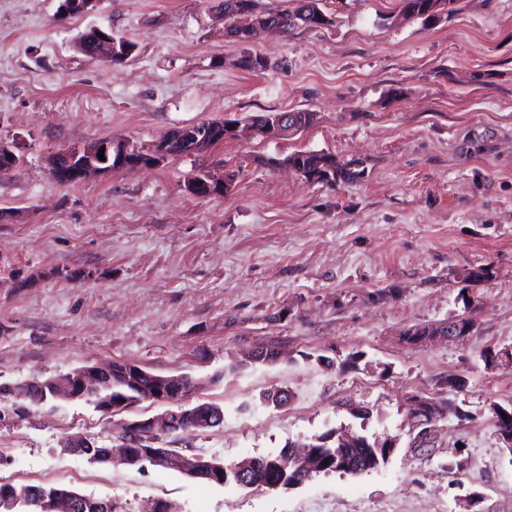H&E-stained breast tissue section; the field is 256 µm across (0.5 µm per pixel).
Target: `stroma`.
Segmentation results:
<instances>
[{
  "instance_id": "1",
  "label": "stroma",
  "mask_w": 512,
  "mask_h": 512,
  "mask_svg": "<svg viewBox=\"0 0 512 512\" xmlns=\"http://www.w3.org/2000/svg\"><path fill=\"white\" fill-rule=\"evenodd\" d=\"M219 0H101L55 21L58 0H0V141L20 160L0 175V385L85 365L132 363L202 381L190 403L217 427L157 446L230 463L278 454L346 428L397 447L361 475L320 474L269 490L192 480L175 469L93 464L63 446L80 434L121 444L126 423L83 401L15 403L0 419V483L60 486L123 512L156 500L182 512H512V453L492 404L512 406V0H460L433 23L399 0H323L326 25L254 44L269 66L239 68ZM133 41L121 65L74 42L91 27ZM307 110L297 135L250 133L157 167L60 186L58 149L121 139L150 149L170 130ZM328 153L363 175L307 181L283 160ZM231 178L195 197L187 181ZM476 267L489 271L474 284ZM462 317L469 335L406 344L404 332ZM271 347V365L245 351ZM464 379L453 390L448 378ZM288 389L274 409L264 395ZM452 402L430 445L416 443L410 398ZM368 409L367 418L352 408ZM456 451L461 468H449Z\"/></svg>"
}]
</instances>
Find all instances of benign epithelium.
I'll return each instance as SVG.
<instances>
[{
  "label": "benign epithelium",
  "instance_id": "benign-epithelium-1",
  "mask_svg": "<svg viewBox=\"0 0 512 512\" xmlns=\"http://www.w3.org/2000/svg\"><path fill=\"white\" fill-rule=\"evenodd\" d=\"M99 0H59V8L55 20L61 21L74 16L89 15L96 11ZM268 19L263 16L249 14L247 26L238 27V20L227 21L224 35L242 43H253L269 32ZM100 38L97 39V48L90 53L89 58L112 62L117 54V40L112 34L98 28ZM239 125L222 120L210 127L197 125L183 126L175 130V135H167L157 142L150 150H131L129 143L122 140H98L79 147L59 150L53 159L50 176L55 178L65 172L71 182L77 183L94 174H109L116 169H138L154 167L162 164L169 157L168 144L172 138L189 141L202 151L207 148L209 138L219 133L225 139L237 137ZM251 130L265 138L283 139L294 131L288 127L287 118L272 112L266 118L263 127H251ZM104 153V160H99L98 154ZM231 186L230 179L219 182L215 179L202 181L191 180L187 184L190 194L197 197H208L227 191ZM473 328V321L453 325L449 322L436 325L434 335L446 337H463ZM136 371L149 379L148 386L140 393L125 399H112V385L114 377L120 373H112V367L87 365L76 369L58 378H51L45 382H29L15 387L10 393L21 399L30 395L33 386L37 385L48 390L47 399H79L93 403L104 411L122 409L142 400L165 404L169 409L147 419L133 421L127 424L123 436V445L120 450L113 448H99L90 439L76 435L68 439L65 451L79 454L95 464L102 462H120L125 465L156 468H177L190 478H213L224 473L232 476L238 484L252 488L258 486L255 474L258 471L260 460L247 458L234 462L229 466L215 457L204 455L183 456L171 448H155L153 443L160 432H168L176 420L194 425L198 428L206 427V420L210 419L215 407L210 403L190 404L186 401L187 395L180 391L182 382L190 385V390L196 389V382L188 376H163L153 374L141 367ZM414 414L424 412L430 421H435L441 415L440 409L428 398L421 395L412 396ZM139 446L141 450L133 451ZM286 468L294 476H310L315 471L314 456L310 449L304 448L296 454H289ZM93 509L95 512H112V500L100 498L90 500L75 491H63L58 488L33 489L26 485L14 487L4 499L0 500V512H79L81 509Z\"/></svg>",
  "mask_w": 512,
  "mask_h": 512
}]
</instances>
